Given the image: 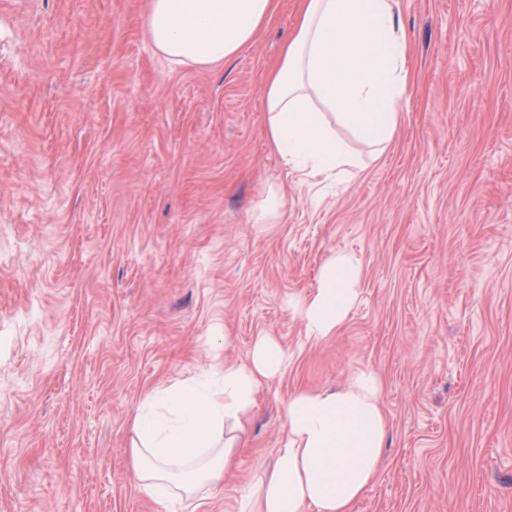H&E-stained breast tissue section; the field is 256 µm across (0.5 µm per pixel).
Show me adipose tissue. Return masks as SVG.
Wrapping results in <instances>:
<instances>
[{
  "mask_svg": "<svg viewBox=\"0 0 512 512\" xmlns=\"http://www.w3.org/2000/svg\"><path fill=\"white\" fill-rule=\"evenodd\" d=\"M301 20L266 78L265 128L287 167L339 179L362 169L400 122L411 84L399 0H302ZM273 0H150L147 28L171 64L207 66L254 38ZM361 267L332 256L299 302L305 337L321 341L347 320ZM288 365L273 337H256L245 362L203 369L148 391L130 421L138 488L198 505L224 489V473L264 383ZM286 438L269 474L245 490L238 512H350L375 479L387 434L382 382L370 368L331 392L298 391L285 406Z\"/></svg>",
  "mask_w": 512,
  "mask_h": 512,
  "instance_id": "obj_1",
  "label": "adipose tissue"
}]
</instances>
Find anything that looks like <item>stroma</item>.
Segmentation results:
<instances>
[{"mask_svg": "<svg viewBox=\"0 0 512 512\" xmlns=\"http://www.w3.org/2000/svg\"><path fill=\"white\" fill-rule=\"evenodd\" d=\"M400 10L399 126L331 186L264 126L301 0L206 67L155 50L149 0H0V512H173L137 487L136 407L262 335L288 366L198 512L271 471L293 392L366 367L388 442L351 512H512V0ZM339 252L358 301L307 341L292 304Z\"/></svg>", "mask_w": 512, "mask_h": 512, "instance_id": "35a3bbf8", "label": "stroma"}]
</instances>
